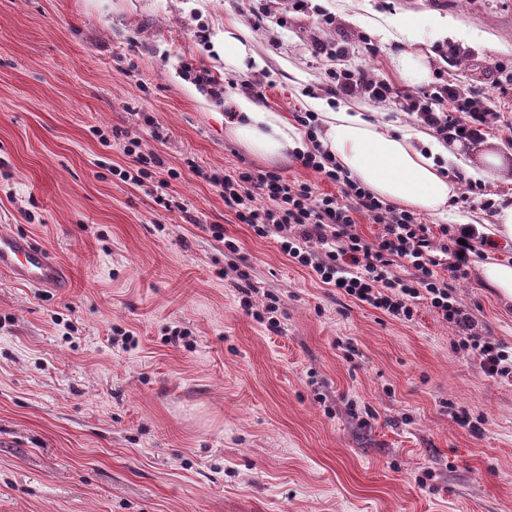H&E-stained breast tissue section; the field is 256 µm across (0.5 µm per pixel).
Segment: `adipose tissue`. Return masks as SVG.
<instances>
[{
	"label": "adipose tissue",
	"mask_w": 512,
	"mask_h": 512,
	"mask_svg": "<svg viewBox=\"0 0 512 512\" xmlns=\"http://www.w3.org/2000/svg\"><path fill=\"white\" fill-rule=\"evenodd\" d=\"M237 111L228 122L227 137L249 153L271 160L302 149L297 128L280 113L236 92ZM324 147L364 186L381 199L416 211L442 215L457 187L436 166L435 156L456 159L458 144L431 141L427 151L414 145L410 133H395L360 114L341 109L322 115Z\"/></svg>",
	"instance_id": "adipose-tissue-1"
}]
</instances>
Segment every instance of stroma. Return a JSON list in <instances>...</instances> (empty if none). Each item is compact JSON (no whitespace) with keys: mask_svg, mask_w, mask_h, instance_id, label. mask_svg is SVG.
Segmentation results:
<instances>
[{"mask_svg":"<svg viewBox=\"0 0 512 512\" xmlns=\"http://www.w3.org/2000/svg\"><path fill=\"white\" fill-rule=\"evenodd\" d=\"M230 20L258 59L244 73L224 68ZM339 46L401 89L415 52L422 89L487 92L486 62L512 74V0H0V234L67 282L0 272V512H512V380L432 309L401 322L314 280L210 180L251 167L340 191L228 139L229 99L188 65L289 118L348 107L415 131L398 105L333 92ZM131 138L177 171L167 188L113 176ZM444 171L457 196L422 222L487 223L462 165ZM453 287L512 346V302L477 265ZM272 301L275 331L256 318ZM396 68L405 80L417 83L426 76V68L422 58L415 53H406L396 61Z\"/></svg>","mask_w":512,"mask_h":512,"instance_id":"1","label":"stroma"}]
</instances>
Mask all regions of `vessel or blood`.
I'll list each match as a JSON object with an SVG mask.
<instances>
[{"label": "vessel or blood", "mask_w": 512, "mask_h": 512, "mask_svg": "<svg viewBox=\"0 0 512 512\" xmlns=\"http://www.w3.org/2000/svg\"><path fill=\"white\" fill-rule=\"evenodd\" d=\"M0 270L34 288H58L62 285L56 262L44 249L25 237L0 236Z\"/></svg>", "instance_id": "obj_1"}]
</instances>
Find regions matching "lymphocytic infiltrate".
Wrapping results in <instances>:
<instances>
[{
    "instance_id": "1",
    "label": "lymphocytic infiltrate",
    "mask_w": 512,
    "mask_h": 512,
    "mask_svg": "<svg viewBox=\"0 0 512 512\" xmlns=\"http://www.w3.org/2000/svg\"><path fill=\"white\" fill-rule=\"evenodd\" d=\"M332 78L337 93L398 104L418 127L438 138L473 141L504 117L489 96L462 92L451 81L433 92L410 93L358 68L336 71ZM295 120L308 146L294 151V158L319 178L339 185L340 195L318 192L307 182L289 184L273 172L212 174L229 213L257 237H278L289 261L309 269L321 284L392 319L412 321L419 306L427 305L462 331L463 349L486 374L512 379V350L474 334L469 313L452 294V278L463 272L476 250L475 230L461 226L452 232L443 224L431 231L415 213L381 200L344 168L319 140L317 112L297 111ZM362 215L379 224L374 239L358 232ZM402 267L407 270L403 276L398 273Z\"/></svg>"
}]
</instances>
